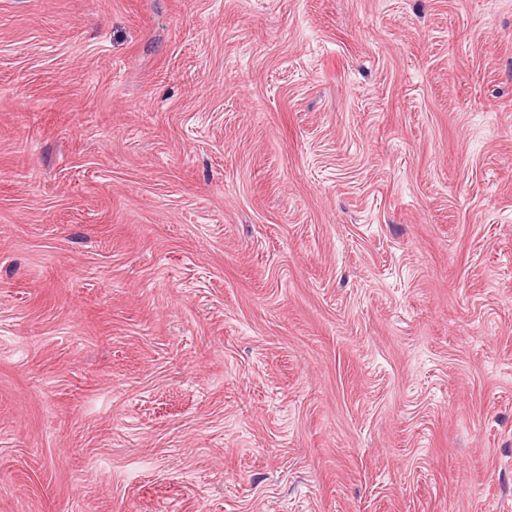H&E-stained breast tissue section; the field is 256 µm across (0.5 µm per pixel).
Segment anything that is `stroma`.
<instances>
[{
	"mask_svg": "<svg viewBox=\"0 0 512 512\" xmlns=\"http://www.w3.org/2000/svg\"><path fill=\"white\" fill-rule=\"evenodd\" d=\"M0 512H512V0H0Z\"/></svg>",
	"mask_w": 512,
	"mask_h": 512,
	"instance_id": "stroma-1",
	"label": "stroma"
}]
</instances>
